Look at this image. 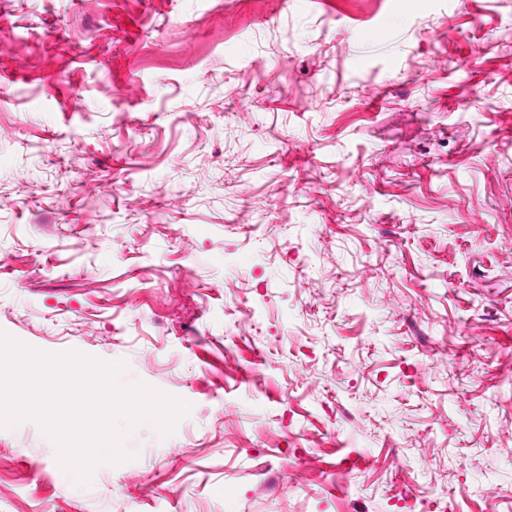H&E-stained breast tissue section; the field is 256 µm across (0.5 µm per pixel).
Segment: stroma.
<instances>
[{"instance_id":"1","label":"stroma","mask_w":512,"mask_h":512,"mask_svg":"<svg viewBox=\"0 0 512 512\" xmlns=\"http://www.w3.org/2000/svg\"><path fill=\"white\" fill-rule=\"evenodd\" d=\"M0 331L190 405L0 512H512V0H0Z\"/></svg>"}]
</instances>
